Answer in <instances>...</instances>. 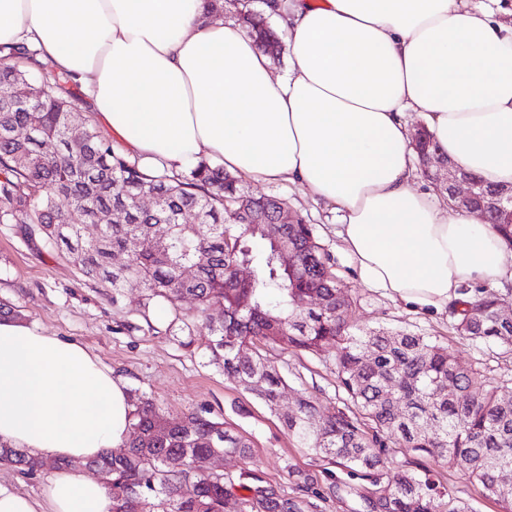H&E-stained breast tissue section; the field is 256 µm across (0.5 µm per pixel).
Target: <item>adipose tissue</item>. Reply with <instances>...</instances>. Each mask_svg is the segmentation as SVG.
I'll list each match as a JSON object with an SVG mask.
<instances>
[{
    "mask_svg": "<svg viewBox=\"0 0 512 512\" xmlns=\"http://www.w3.org/2000/svg\"><path fill=\"white\" fill-rule=\"evenodd\" d=\"M288 66L214 0H0V44L37 50L87 94L146 169L208 153L287 182L336 213L362 281L414 312L447 313L463 285L512 283V246L475 214L413 189L406 113L458 167L512 184V21L500 0H264ZM126 383L88 349L0 320V441L67 460L42 500L0 484V512H112L77 462L120 447Z\"/></svg>",
    "mask_w": 512,
    "mask_h": 512,
    "instance_id": "1",
    "label": "adipose tissue"
}]
</instances>
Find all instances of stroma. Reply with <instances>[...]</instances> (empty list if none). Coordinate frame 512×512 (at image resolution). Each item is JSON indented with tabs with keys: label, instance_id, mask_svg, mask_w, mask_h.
Masks as SVG:
<instances>
[{
	"label": "stroma",
	"instance_id": "stroma-1",
	"mask_svg": "<svg viewBox=\"0 0 512 512\" xmlns=\"http://www.w3.org/2000/svg\"><path fill=\"white\" fill-rule=\"evenodd\" d=\"M245 187L287 200L290 208L316 225L334 273L357 300L351 317L357 328L385 326L433 336L460 363L480 361L499 372L512 371V354L476 347L456 334L450 319L415 313L383 291L366 287L336 236L335 212L314 202L304 189L251 180ZM141 293L133 281L116 294L97 287L62 253L46 252L25 241L15 225L0 224V300L15 307L19 320L47 335L83 344L114 376L123 379L128 389L152 396L170 415L197 411L250 440V461L236 457L219 460L214 464L216 472L236 478L250 469L290 496L298 495L306 480L318 493L310 512H358L355 496L343 491L328 493L332 465L298 447L280 421L281 414L294 410L301 390L325 407L341 406L334 349L318 355L288 353L278 359L288 387L274 414L225 376L205 350L188 345L184 332L172 329L175 314L194 313L193 301H181L174 308L157 303L145 312L135 305ZM425 464L450 495L470 503L474 512H500V505L483 496L461 471L432 458Z\"/></svg>",
	"mask_w": 512,
	"mask_h": 512
}]
</instances>
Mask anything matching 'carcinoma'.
Instances as JSON below:
<instances>
[{
	"instance_id": "cac0c4a2",
	"label": "carcinoma",
	"mask_w": 512,
	"mask_h": 512,
	"mask_svg": "<svg viewBox=\"0 0 512 512\" xmlns=\"http://www.w3.org/2000/svg\"><path fill=\"white\" fill-rule=\"evenodd\" d=\"M242 25L259 49L275 57L281 41L242 3ZM15 63L0 67V224H14L22 238L45 250L64 251L80 274L112 289L128 280L144 294L138 304L175 306L184 298L198 304L200 324L188 328L189 343L200 337L212 361L242 389L277 411L287 386L272 355L241 350L263 344L280 354L319 355L336 347V372L345 394L343 406L327 413L302 394L284 423L298 445L326 458L352 477L368 481L354 488L362 512H473L434 479L419 458L442 459L477 483L485 497L512 512V375L486 366H464L431 336L384 327L353 330L354 299L329 265L316 227L293 214L294 223L275 225L289 210L276 196L255 197L235 174L199 160L185 170L146 171L112 146L92 124L79 143L67 138L79 120L74 106L83 101L67 76L38 82L31 69L42 67L37 51L0 47ZM418 160L438 155L448 161L425 127L412 139ZM148 184L157 205L141 209L136 188ZM125 213L122 224H104L85 240L82 226L103 214ZM488 223L512 245V221L489 213ZM288 243L297 269L283 266L273 227ZM153 248H130L140 238ZM123 252L125 264L111 267ZM251 261L252 278L234 276L238 260ZM186 265L192 280L180 279ZM466 299L452 310L458 335L478 345L512 351V319L501 314L503 294L495 288H464ZM318 297L314 301L311 296ZM129 433L120 449L92 460L108 475L112 512L138 498L141 512H305L304 501L289 498L257 473L248 482L210 471L217 452L247 460L248 439L200 413L173 417L150 396L133 391ZM413 455L394 465L396 452ZM0 464L33 473L43 460L0 442ZM247 491L240 495L237 488Z\"/></svg>"
}]
</instances>
